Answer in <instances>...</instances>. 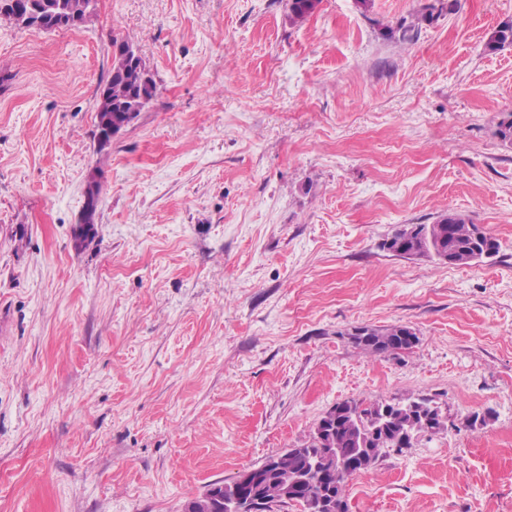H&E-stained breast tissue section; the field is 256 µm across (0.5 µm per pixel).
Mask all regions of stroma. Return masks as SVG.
Returning <instances> with one entry per match:
<instances>
[{"label":"stroma","mask_w":512,"mask_h":512,"mask_svg":"<svg viewBox=\"0 0 512 512\" xmlns=\"http://www.w3.org/2000/svg\"><path fill=\"white\" fill-rule=\"evenodd\" d=\"M95 0L0 24V512H182L336 403L429 398L448 428L348 484V512H512V0ZM156 97L98 152L112 39ZM101 174L98 235L72 241ZM454 211L471 265L383 249ZM408 325L400 357L354 327ZM486 416L473 428V413ZM320 3L321 0H288L289 23H303L317 11ZM443 7L440 9L436 7L435 4H431L428 7H426V12L422 13L420 16H416L413 18L407 25L406 21H403L400 23L396 28H393L391 26H385L383 29V34L388 38H395L397 40H408L410 39L411 32H413L416 27H419V24L422 22H428L431 23L435 18L434 11L437 10V13H439V10H442ZM396 33H398V38H396Z\"/></svg>","instance_id":"obj_1"}]
</instances>
